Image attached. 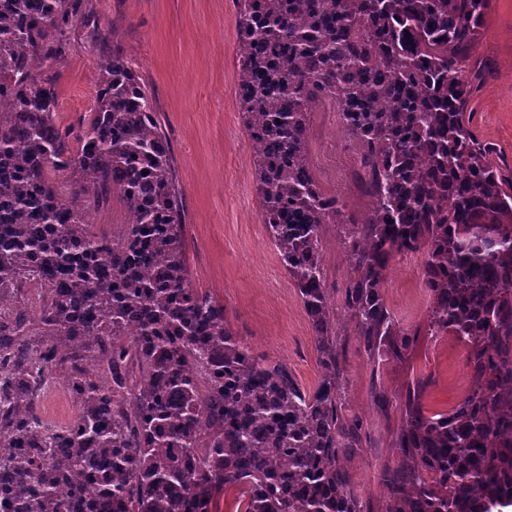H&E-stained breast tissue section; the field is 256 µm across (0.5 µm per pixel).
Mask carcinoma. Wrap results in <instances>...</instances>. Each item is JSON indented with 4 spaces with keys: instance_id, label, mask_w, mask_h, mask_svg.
Instances as JSON below:
<instances>
[{
    "instance_id": "cac0c4a2",
    "label": "carcinoma",
    "mask_w": 512,
    "mask_h": 512,
    "mask_svg": "<svg viewBox=\"0 0 512 512\" xmlns=\"http://www.w3.org/2000/svg\"><path fill=\"white\" fill-rule=\"evenodd\" d=\"M489 0H237V94L263 222L297 288L323 378L307 394L190 285L183 202L145 84L123 52L97 61L91 119L72 151L54 119L55 67L88 0H0V497L13 512H361L344 460L326 225L352 266L343 303L370 359L419 335L388 310L390 261L423 252L428 327L467 348L469 388L428 414L408 384L385 512H512V177L467 115L485 63ZM336 106L371 198L361 219L326 194L308 153L312 113ZM118 192L129 221L95 233ZM66 385L53 432L33 382Z\"/></svg>"
}]
</instances>
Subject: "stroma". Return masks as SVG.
Returning a JSON list of instances; mask_svg holds the SVG:
<instances>
[{"label":"stroma","mask_w":512,"mask_h":512,"mask_svg":"<svg viewBox=\"0 0 512 512\" xmlns=\"http://www.w3.org/2000/svg\"><path fill=\"white\" fill-rule=\"evenodd\" d=\"M102 24L113 26L130 67L142 79L171 146L184 209L189 280L223 304L231 329L269 364L287 367L298 387L314 392L322 379L313 332L297 289L263 223L254 178V153L243 128L236 87L235 0H92ZM113 44V45H116ZM113 45L104 44V51ZM476 56L486 63L483 85L470 101V120L494 144V167L512 172V0H489ZM55 122L79 134L95 103L97 59L87 31L69 36L58 65ZM315 177L347 210L364 216L370 200L355 176L356 142L343 131L335 107L312 116ZM341 227H327L324 264L338 328L340 395L360 441L345 465L369 512H385L384 470L395 465L396 405L409 381L427 380L429 413L450 411L469 386L467 350L449 333L427 329L429 295L423 254L396 257L384 288L392 315L420 334L406 359L370 363L341 304L350 264ZM386 402H378L377 392Z\"/></svg>","instance_id":"obj_1"}]
</instances>
